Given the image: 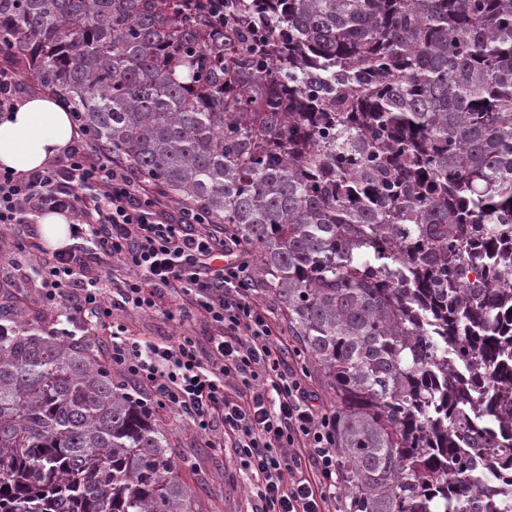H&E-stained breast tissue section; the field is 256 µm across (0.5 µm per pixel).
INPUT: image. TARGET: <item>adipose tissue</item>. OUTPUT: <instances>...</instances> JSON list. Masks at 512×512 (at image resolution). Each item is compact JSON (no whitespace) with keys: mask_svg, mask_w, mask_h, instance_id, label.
I'll return each instance as SVG.
<instances>
[{"mask_svg":"<svg viewBox=\"0 0 512 512\" xmlns=\"http://www.w3.org/2000/svg\"><path fill=\"white\" fill-rule=\"evenodd\" d=\"M73 134L70 116L55 98H29L0 118V166L17 172L41 168L69 147Z\"/></svg>","mask_w":512,"mask_h":512,"instance_id":"ef3b65f1","label":"adipose tissue"}]
</instances>
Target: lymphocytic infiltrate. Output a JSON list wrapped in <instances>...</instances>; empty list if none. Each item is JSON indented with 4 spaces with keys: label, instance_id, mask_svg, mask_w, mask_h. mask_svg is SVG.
I'll return each mask as SVG.
<instances>
[{
    "label": "lymphocytic infiltrate",
    "instance_id": "f902f5d3",
    "mask_svg": "<svg viewBox=\"0 0 512 512\" xmlns=\"http://www.w3.org/2000/svg\"><path fill=\"white\" fill-rule=\"evenodd\" d=\"M29 90L1 42L0 118ZM46 211L72 216L74 242L49 253L35 234L13 240L39 259L37 302L64 306L84 334L107 337L113 367L137 381L149 410L179 411L200 432L228 438L256 512H336L342 473L333 419L290 364L279 322L250 293L247 245L205 214L172 207L82 123L42 168H0L1 225L33 224ZM116 261L133 278L114 292ZM116 307L168 318L192 310L212 332L204 341L144 344L113 322ZM230 379L240 384L233 397L224 389Z\"/></svg>",
    "mask_w": 512,
    "mask_h": 512
}]
</instances>
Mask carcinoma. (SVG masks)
Wrapping results in <instances>:
<instances>
[{
	"label": "carcinoma",
	"mask_w": 512,
	"mask_h": 512,
	"mask_svg": "<svg viewBox=\"0 0 512 512\" xmlns=\"http://www.w3.org/2000/svg\"><path fill=\"white\" fill-rule=\"evenodd\" d=\"M95 142L256 246L349 512H512V0H0ZM0 304V512H196L89 335Z\"/></svg>",
	"instance_id": "obj_1"
}]
</instances>
